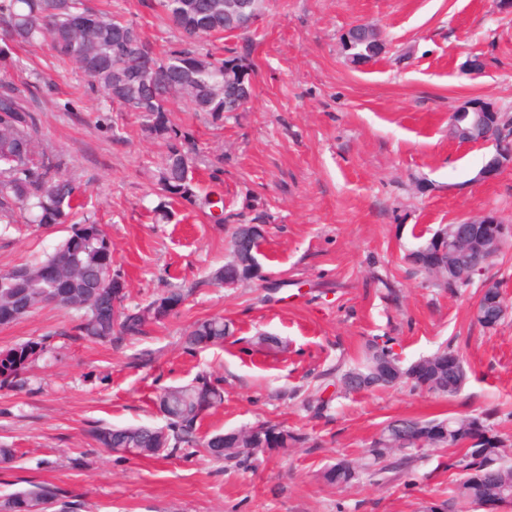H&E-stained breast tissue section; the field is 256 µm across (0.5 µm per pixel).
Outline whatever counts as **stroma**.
<instances>
[{"label": "stroma", "instance_id": "obj_1", "mask_svg": "<svg viewBox=\"0 0 512 512\" xmlns=\"http://www.w3.org/2000/svg\"><path fill=\"white\" fill-rule=\"evenodd\" d=\"M136 23L162 50L178 38L158 0H94ZM368 23L382 53L362 68L341 36ZM247 58L254 94L223 120L168 106L201 159L195 203L156 220L163 147L141 112H122L48 44L18 49L22 70L0 80L36 87L39 130L62 152L87 211L112 240V263L129 305L182 288L184 304L145 335L119 345L58 344L30 371L26 389L0 391V443L17 448L0 465V494L51 483L77 512H423L447 500L461 471L452 448H429L386 479L346 487L322 473L356 459L396 418L489 415L512 441V244L489 274L508 314L475 322L481 288L449 292L405 256L446 224L486 209L512 224V169L482 182L485 144L448 136V115L470 98L512 113V8L500 0H265L256 30L218 41ZM482 57L480 74L466 61ZM121 139H114L113 131ZM262 224L264 280L209 283L224 265L235 225ZM63 225L0 224V271L52 251ZM219 315L223 346L187 352L181 332ZM49 305L0 327V347L67 326ZM282 341L269 352L259 334ZM391 338L403 364L445 346L462 355L467 380L452 398L402 382L349 392L337 377L365 343ZM206 374L224 402L198 435L270 422L305 433L304 447L268 451L246 466L185 448L158 459L97 446L98 425H165L161 388Z\"/></svg>", "mask_w": 512, "mask_h": 512}]
</instances>
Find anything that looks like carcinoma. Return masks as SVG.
<instances>
[{
    "label": "carcinoma",
    "mask_w": 512,
    "mask_h": 512,
    "mask_svg": "<svg viewBox=\"0 0 512 512\" xmlns=\"http://www.w3.org/2000/svg\"><path fill=\"white\" fill-rule=\"evenodd\" d=\"M167 20L180 34L179 47L165 52L159 62L140 30L122 21L119 14L96 10L87 0H0V68H22L15 49L40 42L50 44L56 57L75 63L104 92L111 103L127 112L147 102L146 132L164 143L166 152L157 174L160 202L154 211L168 216V207L194 197L195 172L199 157L186 147L188 136L176 131L167 119V105L173 99L186 101L194 111L216 121L224 119V81L229 72L248 68L239 55L220 57L201 48L203 38L233 30L224 16V0H159ZM348 59L355 63L378 55V44L361 33L345 45ZM62 153L45 146L38 136V118L27 106L25 91L0 84V223H12L14 209L29 214L33 224H66L67 237L44 258L20 265L27 277L14 270L0 272V321L11 312L29 315L56 303L64 292L69 303L62 308L76 312L70 326L57 336L71 343H119L140 336L146 328L161 322L148 308L159 305L171 315L184 300L179 290L163 291L145 305H125L126 283L112 269V241L102 225L84 218L79 187L66 172ZM60 268V280L48 283L38 271L46 266ZM228 324L221 316L195 321L184 333L189 352L224 342ZM51 350L49 337L28 339L0 348V390L23 387L29 369ZM443 365L438 378L429 380L427 391L451 398L460 388L448 387L466 377L460 355L445 348L423 359ZM391 366L398 380H410L411 367L402 366L387 342L366 346L359 371L370 377ZM224 401V391L211 378L199 375L193 382L170 386L158 396L163 426H96L91 435L96 444L111 452L132 449L135 457H157L184 447H201L210 456L245 465L253 457L246 437L255 427L217 432L208 439L196 438L201 421ZM446 424V433L428 436L419 443L424 426ZM410 432L398 438L391 423L381 429L366 461L342 460L325 469L323 478L335 485H348L363 476L373 478L385 470L383 463L396 452H419L425 447L455 448L463 451L457 461L464 475L455 484L444 512H471L474 506L490 504L512 493V463L502 461V436L480 416L449 415L443 418L411 419ZM266 447L287 450L303 444V434L276 424H261ZM74 512L66 491L53 485H33L0 494V512Z\"/></svg>",
    "instance_id": "obj_1"
}]
</instances>
